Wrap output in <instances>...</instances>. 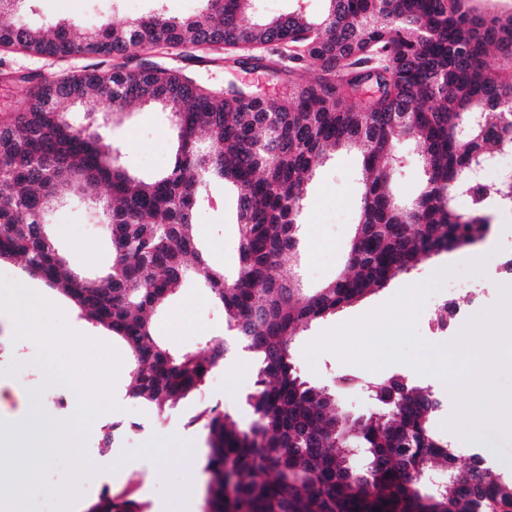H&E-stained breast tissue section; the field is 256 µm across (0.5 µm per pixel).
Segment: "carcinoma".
Segmentation results:
<instances>
[{
  "mask_svg": "<svg viewBox=\"0 0 512 512\" xmlns=\"http://www.w3.org/2000/svg\"><path fill=\"white\" fill-rule=\"evenodd\" d=\"M34 0H0V45L38 55L126 58L179 44L288 42L293 61L313 71L281 103L245 100L228 87L213 94L186 74L147 60L34 84L19 112L0 117V261L19 258L29 275L61 291L91 323L128 351V396L158 413L195 394L212 370L242 349L259 356L244 427L219 406L188 425L206 433V512H512V476L491 473L476 456L456 466L448 439L434 432L442 406L429 389L394 373L366 387L376 409L348 419L327 386L298 371L288 337L385 287L421 260L483 237L491 211H512V181L478 184L476 164L512 152V80L488 57L512 59V16L480 17L469 0H325L311 17L302 4L257 20L253 0H201L182 19L156 7L126 26L102 21L79 36L65 19L45 27L27 18ZM381 53L388 77L381 98L351 103ZM135 102L169 111L178 148L171 168L143 180L120 163V149L91 123L102 108ZM413 113L401 126L398 113ZM481 116L464 126L468 115ZM275 115L274 124L267 115ZM419 148L424 183L406 200L394 188L395 147ZM353 152L365 185L345 271L311 294L280 278L298 248L308 181L327 154ZM233 188L238 266L232 276L204 252L194 214L207 187ZM467 192L470 208L457 209ZM79 196L91 205L112 249L111 266L91 278L57 248L47 216ZM194 279L224 310L229 339L197 353H174L156 315ZM131 428L104 425L100 447ZM445 474L428 484L429 463ZM87 512H145L144 504L104 490Z\"/></svg>",
  "mask_w": 512,
  "mask_h": 512,
  "instance_id": "1",
  "label": "carcinoma"
}]
</instances>
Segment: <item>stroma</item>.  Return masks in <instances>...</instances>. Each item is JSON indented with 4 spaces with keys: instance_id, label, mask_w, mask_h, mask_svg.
Listing matches in <instances>:
<instances>
[{
    "instance_id": "stroma-1",
    "label": "stroma",
    "mask_w": 512,
    "mask_h": 512,
    "mask_svg": "<svg viewBox=\"0 0 512 512\" xmlns=\"http://www.w3.org/2000/svg\"><path fill=\"white\" fill-rule=\"evenodd\" d=\"M162 2L168 15L183 17L195 13L199 0H119L110 7L109 0H36L30 19L43 23L50 17L70 19L77 31H84L91 21L109 16L120 26L148 12L155 2ZM247 48L213 49L190 44L162 48L154 53L159 65L190 74L197 85L213 92L228 86L242 88L253 97L270 104L280 103L303 82L307 70H294L279 76L270 75L247 62ZM111 60L94 55H76L63 59L44 57L20 50L0 47V114L21 110L29 96L32 82L51 80L92 69H107ZM105 134L121 150V162L128 172L150 179L167 170L174 159L175 137L166 111L157 106L132 104L113 115ZM362 182L361 162L354 154L330 156L317 167L308 183L301 214L302 231L297 249V263H285L280 271L283 279L299 280L306 290H314L332 280L344 267L353 228L357 222V197ZM217 203L197 210L195 222L211 260L234 272L237 258L235 201L223 185L210 188ZM497 229L475 244V256L465 259L463 250L433 254L409 272L392 280L386 288L369 294L344 308L336 316L312 324L292 339L296 364L301 375L315 384L335 386L338 376L351 374L374 380L395 372L407 374L419 386L429 388L442 402L432 420L435 431L447 437L459 466H467L475 455L472 442L447 429V421L458 409L455 392L466 384L467 374L443 379L418 372L405 362H392L373 370L343 360L336 352L324 350L307 356V346L323 333L359 319L391 302L403 289L429 281L444 264L452 272L440 290L423 301L416 319L415 333L427 346L443 347L453 337L435 329V304L445 294L464 300L466 291L479 292L485 307L499 300L500 289L512 286V276L498 273L497 265L512 253V213L502 212L493 218ZM58 247L77 262V269L92 275L112 262L110 243L98 225L92 223L81 206L56 211L50 226ZM0 277L46 292L62 311L72 331L111 347L122 362L113 391V408L98 414L97 425L80 429V457L86 466L81 482L85 503H92L103 490L126 495L146 503L147 512H202L206 479L202 460L206 451L205 434L189 425L188 419L206 406H220L240 425H248L251 415L246 403L257 363L246 353L224 362L222 374L208 378L202 389L182 400L166 414L140 403L127 394L131 376L124 356V344L113 339L102 326L81 318L70 300L58 291L45 290L43 283L28 275L21 261H1ZM160 336L174 349L190 351L201 348L207 340L227 336L224 313L205 288L195 283L185 285L156 318ZM14 322L0 313V347L12 355L0 361V382L12 384L21 395L40 390V405L45 413L57 414L59 420L69 418L68 411L59 410L54 398L56 387L45 386L44 374L35 365L37 343L29 338L14 340ZM122 421L136 423L135 451H127L124 438H116L111 451V464H104L99 446L104 424Z\"/></svg>"
}]
</instances>
